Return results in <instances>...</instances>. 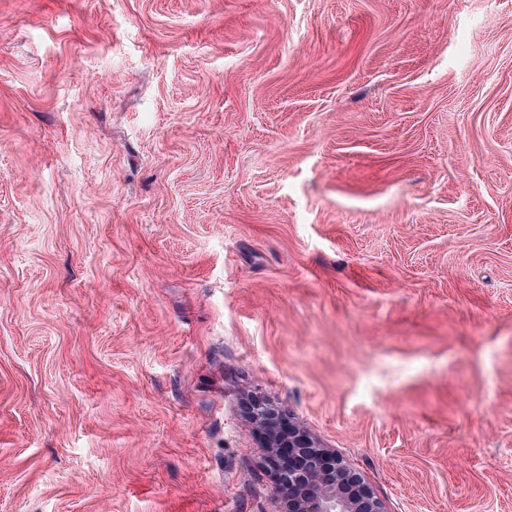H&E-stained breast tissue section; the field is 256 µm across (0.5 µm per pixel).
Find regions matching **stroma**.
Returning <instances> with one entry per match:
<instances>
[{"label": "stroma", "instance_id": "35a3bbf8", "mask_svg": "<svg viewBox=\"0 0 512 512\" xmlns=\"http://www.w3.org/2000/svg\"><path fill=\"white\" fill-rule=\"evenodd\" d=\"M255 395L512 512V0H0V512H275Z\"/></svg>", "mask_w": 512, "mask_h": 512}]
</instances>
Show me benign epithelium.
<instances>
[{
	"label": "benign epithelium",
	"mask_w": 512,
	"mask_h": 512,
	"mask_svg": "<svg viewBox=\"0 0 512 512\" xmlns=\"http://www.w3.org/2000/svg\"><path fill=\"white\" fill-rule=\"evenodd\" d=\"M253 420L265 425L266 462L281 491L278 512H384L363 479L335 455L315 449L309 434L255 396Z\"/></svg>",
	"instance_id": "1"
}]
</instances>
